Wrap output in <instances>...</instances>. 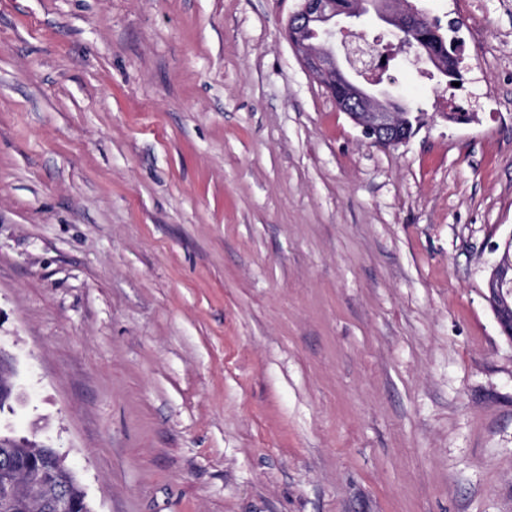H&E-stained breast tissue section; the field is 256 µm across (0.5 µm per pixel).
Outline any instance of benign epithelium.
I'll list each match as a JSON object with an SVG mask.
<instances>
[{
  "label": "benign epithelium",
  "mask_w": 512,
  "mask_h": 512,
  "mask_svg": "<svg viewBox=\"0 0 512 512\" xmlns=\"http://www.w3.org/2000/svg\"><path fill=\"white\" fill-rule=\"evenodd\" d=\"M376 11L378 18L398 32H422L428 42L442 39L440 23H421L413 8L399 13L389 0L377 5L374 0H300L299 9L288 19V38L305 71L328 90L341 89L336 99L338 110L350 116L363 136L373 143L397 146L411 138L409 112L398 103L391 91L380 87L382 70L389 57L386 50L371 53L361 46L362 34L352 29V21L367 12ZM501 259L489 270L488 299L503 331L512 335V234L504 246ZM13 358L0 349V392L10 399L19 393L12 381ZM63 463L56 455L44 472L42 483L28 491L27 496L47 499L53 512H78L79 504L70 495L59 491L52 475Z\"/></svg>",
  "instance_id": "1"
}]
</instances>
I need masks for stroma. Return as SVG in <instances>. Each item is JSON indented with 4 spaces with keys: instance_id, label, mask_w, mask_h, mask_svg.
Returning <instances> with one entry per match:
<instances>
[{
    "instance_id": "obj_1",
    "label": "stroma",
    "mask_w": 512,
    "mask_h": 512,
    "mask_svg": "<svg viewBox=\"0 0 512 512\" xmlns=\"http://www.w3.org/2000/svg\"><path fill=\"white\" fill-rule=\"evenodd\" d=\"M411 3L463 82L398 52L381 146L298 0H0V421L94 512H512V0ZM512 234L504 242L501 259L489 270L488 299L496 318L508 335H512ZM13 372V358L2 350L0 346V390L3 394L7 395L11 401L17 399L19 396L16 386L11 380Z\"/></svg>"
}]
</instances>
